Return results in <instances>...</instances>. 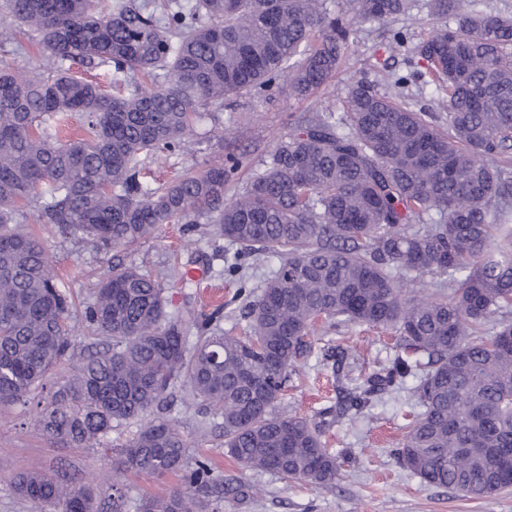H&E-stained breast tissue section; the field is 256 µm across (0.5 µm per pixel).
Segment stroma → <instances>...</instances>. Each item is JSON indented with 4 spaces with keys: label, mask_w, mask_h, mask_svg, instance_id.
<instances>
[{
    "label": "stroma",
    "mask_w": 512,
    "mask_h": 512,
    "mask_svg": "<svg viewBox=\"0 0 512 512\" xmlns=\"http://www.w3.org/2000/svg\"><path fill=\"white\" fill-rule=\"evenodd\" d=\"M389 41L388 32L378 25H355L336 75L314 96L300 99L282 85L225 101L224 124L248 123V137L193 139L182 151L157 157L149 166L148 182L154 186L169 182L185 169L202 170L235 155L241 157L242 164L224 188L225 195H232L248 177L262 170L267 153L301 113L326 109L342 112L347 83L363 71L375 80L379 91L391 95L396 92L395 78L408 77L406 94L432 112H440L441 93L433 84L412 80L406 52L390 49ZM32 230L49 250L60 287L77 305H85L106 265L103 253L63 234L54 224H36ZM227 247L224 238L208 233L205 225L190 231L182 224H165L152 237L121 252L120 257L125 263L157 270L174 262L199 269L194 287L166 283L169 311L180 315L193 309L211 312L213 306L207 296L209 290L216 289L224 307L220 327L237 333L246 325L247 303L277 268L278 260L273 256L247 258V278L240 281L224 273ZM315 341L318 354L300 361L279 406L320 425L329 448L350 453L351 462L344 464L331 487L316 489L272 473L237 470L225 453L220 428H210L207 436H199L198 407L178 399L169 407L168 417L190 440L200 442V454L208 456L219 473L238 476L258 488V495L247 501L225 503L224 512H512V491L484 500L469 499L450 489L425 485L402 465L396 448L406 425L419 411L411 395L417 378H408L404 389L384 396L365 413L335 416L336 404L347 387L378 370L394 355L397 336L393 331L342 323L332 329H317ZM328 348L347 354L342 372H334L331 363L322 359L321 350ZM24 419L20 406H0V512H33L32 505L19 499L7 484L12 474L33 467L61 473L74 483L111 485L119 446L137 430L132 424L110 434L96 447L70 448L46 440ZM124 484L123 508L136 512L142 498L166 495L179 487L180 481L173 474L139 475L125 477Z\"/></svg>",
    "instance_id": "obj_1"
}]
</instances>
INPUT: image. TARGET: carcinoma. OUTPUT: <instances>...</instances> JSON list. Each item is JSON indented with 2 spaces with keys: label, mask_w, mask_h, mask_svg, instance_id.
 Here are the masks:
<instances>
[{
  "label": "carcinoma",
  "mask_w": 512,
  "mask_h": 512,
  "mask_svg": "<svg viewBox=\"0 0 512 512\" xmlns=\"http://www.w3.org/2000/svg\"><path fill=\"white\" fill-rule=\"evenodd\" d=\"M0 0L39 45L49 72L0 65V405L32 413L48 440L91 447L132 423L113 465L112 512L129 473H174L180 486L138 512H224L252 487L214 472L164 415L171 387L222 418L224 448L242 470L316 487L335 483L341 456L307 418L275 412L323 321L399 333V352L346 391L339 413L361 414L420 376L421 408L398 449L423 483L484 499L512 489V16L476 0H429L434 23L409 49L444 114L379 92L362 73L343 112L300 117L265 169L224 198L239 168L186 170L153 188L149 160L174 152L209 120L224 137V99L286 82L309 98L326 86L350 27L388 28L405 0ZM104 67L115 94L74 77ZM213 225L279 266L249 302L242 335L167 311L156 273L114 262L83 320L101 336L74 374L46 386L76 345L72 303L48 249L27 223L58 224L98 252L127 249L164 224ZM438 278L435 288L408 282ZM10 485L38 512H97L98 494L29 469Z\"/></svg>",
  "instance_id": "obj_1"
}]
</instances>
